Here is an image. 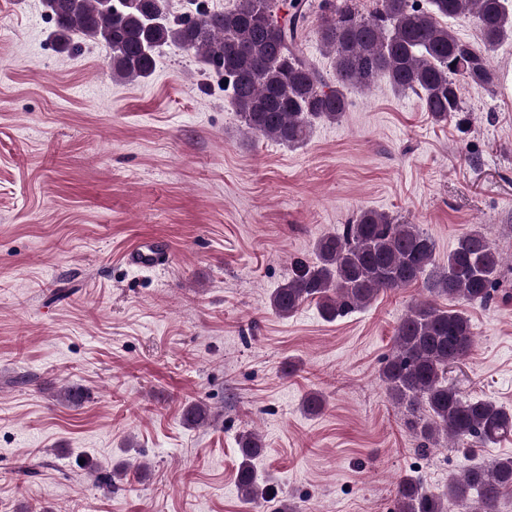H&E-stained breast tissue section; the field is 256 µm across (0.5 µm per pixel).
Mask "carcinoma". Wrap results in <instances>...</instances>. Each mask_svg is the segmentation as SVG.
Returning <instances> with one entry per match:
<instances>
[{"instance_id": "carcinoma-1", "label": "carcinoma", "mask_w": 512, "mask_h": 512, "mask_svg": "<svg viewBox=\"0 0 512 512\" xmlns=\"http://www.w3.org/2000/svg\"><path fill=\"white\" fill-rule=\"evenodd\" d=\"M58 44L87 38L112 61V74L128 82L151 77L159 49L175 45L224 76L230 101L245 129L288 147L304 145L316 122H339L347 92L379 77L416 93L431 118L446 123L466 111L461 86L488 90L494 74L487 53L512 37L505 0H376L367 14L354 0H235L224 11L206 8L170 20L168 0H42ZM315 33L333 57V80L309 61L303 42L312 16ZM472 17L481 44L459 39L441 19ZM314 260L300 262L269 296L271 309L288 317L307 302L333 321L370 305L387 290L423 281L433 296L485 305L498 285L503 258L484 232L458 237L436 265L434 239L417 224L364 209L350 224L319 236ZM471 318L424 300L400 320L380 379L390 398L424 416L413 432L423 449L444 437L459 448H482L512 435V411L472 397L448 383V369L475 343ZM237 486L244 501L263 504L270 488L254 467L266 448L258 436L239 437ZM512 494V456L475 463L448 479L440 492L415 476L397 485L395 512H497Z\"/></svg>"}]
</instances>
